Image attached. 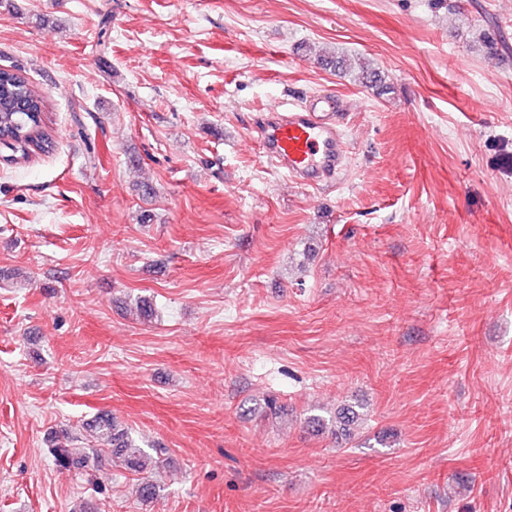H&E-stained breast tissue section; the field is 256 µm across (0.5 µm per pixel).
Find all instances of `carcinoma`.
<instances>
[{"label": "carcinoma", "mask_w": 512, "mask_h": 512, "mask_svg": "<svg viewBox=\"0 0 512 512\" xmlns=\"http://www.w3.org/2000/svg\"><path fill=\"white\" fill-rule=\"evenodd\" d=\"M13 92V99L21 107L4 112L0 110V133L18 143L21 152H49L54 147L48 132L45 117V102L41 94L29 84L18 69L0 68V85ZM98 436L111 442L112 456L107 459L110 466L123 467L141 473L148 468L149 454L129 438L126 431L116 427L112 414L104 411L96 419ZM93 451L91 446L78 444V439L54 449L55 460L62 467L79 464Z\"/></svg>", "instance_id": "carcinoma-1"}]
</instances>
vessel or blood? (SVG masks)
<instances>
[{"instance_id": "obj_1", "label": "vessel or blood", "mask_w": 512, "mask_h": 512, "mask_svg": "<svg viewBox=\"0 0 512 512\" xmlns=\"http://www.w3.org/2000/svg\"><path fill=\"white\" fill-rule=\"evenodd\" d=\"M340 118L327 96L299 107L274 105L258 120L261 154L298 184L333 186L345 169Z\"/></svg>"}]
</instances>
